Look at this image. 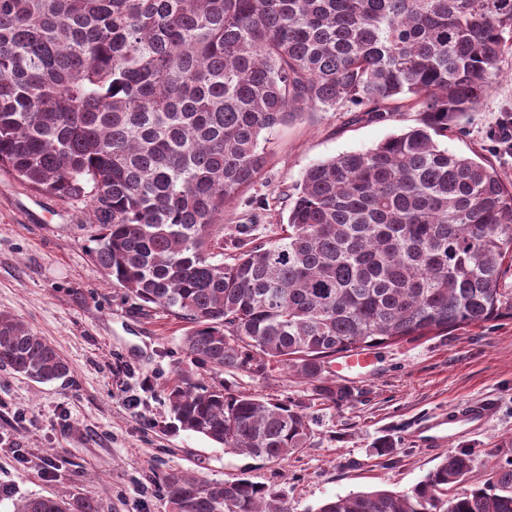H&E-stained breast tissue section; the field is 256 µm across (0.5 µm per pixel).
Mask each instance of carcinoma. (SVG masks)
Wrapping results in <instances>:
<instances>
[{"label":"carcinoma","mask_w":512,"mask_h":512,"mask_svg":"<svg viewBox=\"0 0 512 512\" xmlns=\"http://www.w3.org/2000/svg\"><path fill=\"white\" fill-rule=\"evenodd\" d=\"M512 0H0V166L83 200L93 260L187 325L186 354L220 375L290 372L317 399H354L337 356L512 319V183L440 145L512 53ZM351 104L416 125L308 168L278 237L224 253L219 216L268 162L265 134ZM0 367L38 383L68 363L0 314ZM175 427L269 462L300 453L305 410L184 376ZM449 454L403 492L359 491L318 512H512V460L460 492ZM172 512H289L245 478L165 479ZM17 512H98L77 494Z\"/></svg>","instance_id":"obj_1"}]
</instances>
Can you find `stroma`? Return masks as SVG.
<instances>
[{
  "label": "stroma",
  "instance_id": "obj_1",
  "mask_svg": "<svg viewBox=\"0 0 512 512\" xmlns=\"http://www.w3.org/2000/svg\"><path fill=\"white\" fill-rule=\"evenodd\" d=\"M499 68L448 148L478 152L512 180V158L491 139L500 117L512 113L511 54ZM415 118L402 111L358 121L339 107L277 127L263 173L215 225L225 245L244 226L253 240L276 238L307 168L373 148ZM84 211L83 202L38 192L0 167V312L52 343L70 367L66 380L48 384L0 368V512L62 492L94 498L100 512H171L163 479L183 471L203 480L246 478L283 495L292 512H316L338 495L408 490L451 453L470 452L474 484L512 459L511 319L373 349L367 373H337V383L357 394L342 407L314 399L289 374H224L234 391L287 400L311 416L307 447L277 462L174 430L166 389L182 374H208L182 349L184 322L112 286L89 253L98 227L82 223ZM469 401L492 408L480 428L439 445L416 440V429ZM384 440L394 454H378Z\"/></svg>",
  "mask_w": 512,
  "mask_h": 512
}]
</instances>
